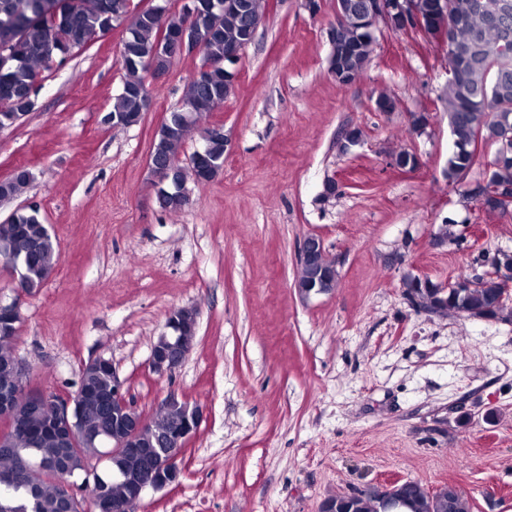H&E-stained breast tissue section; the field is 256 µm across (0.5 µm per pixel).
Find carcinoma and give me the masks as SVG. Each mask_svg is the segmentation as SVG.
<instances>
[{"mask_svg": "<svg viewBox=\"0 0 512 512\" xmlns=\"http://www.w3.org/2000/svg\"><path fill=\"white\" fill-rule=\"evenodd\" d=\"M128 19L130 26L122 38L121 65L126 77L116 97L112 114L129 123L141 120L146 112L145 82L142 72L148 67L164 71L171 65L169 39L190 29L200 43L202 75L191 78L183 89L180 106L169 113L160 126L152 154L179 160V150L201 116L224 103V47L242 37V21L232 13L224 14L218 24L203 17L188 25L181 12L155 13L146 9L135 15L129 0H0V129L11 126L31 107L24 102L30 88L36 86L39 70L50 69L57 60L45 53L47 42L72 30L82 40L66 43L69 50L82 47L103 36L115 23ZM450 29L453 44L470 55L460 73L448 78V118L453 150L448 157L447 177L459 180L473 167L476 143L502 146L504 127H512V118L496 111L505 103L512 109V57H505L502 46L512 37V0H448V16L434 21ZM341 41L352 49L347 67L362 71L373 52L374 41L364 34L357 16L349 15L341 26ZM30 173L23 169L0 180V201L21 197L29 188ZM0 240L11 250L0 252V260L20 269V285L27 291L40 287L55 270L59 258L56 238L39 211L17 208L8 221L0 224ZM317 272L308 264L297 268L295 284L306 288L315 282ZM501 286L488 277L478 286L457 292L429 288L421 294L425 305L452 312L459 317L491 320L504 314L498 308ZM18 327L0 333V393L16 388L11 373L2 369L15 358L14 343ZM77 401L80 426L89 434H118L120 415L112 410V371L108 368L81 370ZM178 417L173 411L154 418L148 427L149 445L167 436ZM53 410L28 409L13 423L0 422V433L9 447H0V512H85V500L75 501L62 494L60 473L70 475L87 471L88 461L107 455L101 479L92 483L89 498L106 506L135 512L130 487L121 472L137 469L144 458L125 456L104 450L102 444L72 446L66 436L52 428ZM54 464L58 470L39 468L32 459ZM407 501L405 512H472L467 494L448 486V494L434 499L422 493L416 484L399 487ZM336 512H381L369 498H338Z\"/></svg>", "mask_w": 512, "mask_h": 512, "instance_id": "cac0c4a2", "label": "carcinoma"}]
</instances>
